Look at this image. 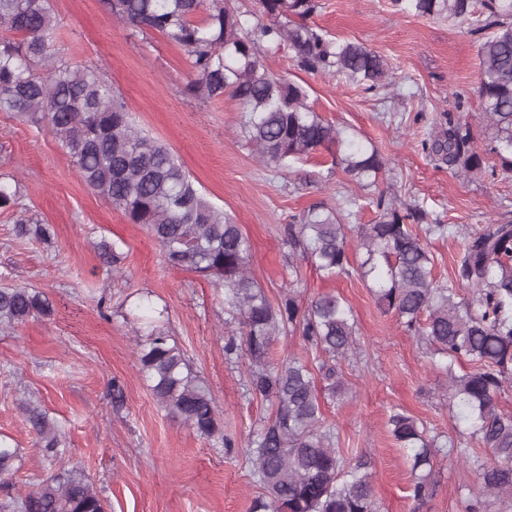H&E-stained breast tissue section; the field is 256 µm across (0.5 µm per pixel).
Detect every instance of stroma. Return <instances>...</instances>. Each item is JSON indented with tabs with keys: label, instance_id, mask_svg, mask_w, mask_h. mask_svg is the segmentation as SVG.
I'll return each instance as SVG.
<instances>
[{
	"label": "stroma",
	"instance_id": "stroma-1",
	"mask_svg": "<svg viewBox=\"0 0 512 512\" xmlns=\"http://www.w3.org/2000/svg\"><path fill=\"white\" fill-rule=\"evenodd\" d=\"M52 4L56 52L72 65L100 68L137 124L169 147L207 199L239 224L252 246L250 271L269 299L279 302L292 290L303 307L333 293L351 306L356 352L340 365L344 391L321 401L344 457L369 461L379 512H464L475 476L468 463L447 456L444 445L473 447L485 462L493 456L476 446L468 421L450 407L446 375L394 313L377 305L369 281L356 272L320 276L290 254L283 228L313 205L354 200L341 217L353 256L358 225L377 217L367 200L379 194L420 206L429 223L466 231L512 219V177L498 173L500 161L488 153L481 123L480 15L461 26L401 12L394 0H316L307 24L384 58L389 79L371 91L333 72L304 70L287 47L263 48L271 72L304 86L325 120L386 158L377 185L364 189L334 167L325 150L284 168L264 165L240 135L238 101L228 95L201 101L186 93L192 69L181 47L112 18L101 0ZM451 117L469 124L486 172L459 177L424 152L423 141ZM0 172L18 177L26 204L54 231L48 246L17 238L12 212H0V282L35 287L52 304L50 316L0 332V438L21 452L11 479L14 496L73 469L93 481L107 512H251L260 489L243 450L272 404L247 394L248 360L224 355L228 336L241 329L224 308L223 289L168 267L144 227L83 183L52 134L10 112H0ZM103 241L121 246L120 270L101 260ZM147 320L173 336L207 384L239 453L225 455L159 407L137 361L135 330ZM116 382L123 387L119 403L112 398ZM30 403L54 421L65 450L61 460L43 459L26 422ZM396 409L423 422L442 447L434 493L420 508L410 497L406 452L387 427Z\"/></svg>",
	"mask_w": 512,
	"mask_h": 512
}]
</instances>
